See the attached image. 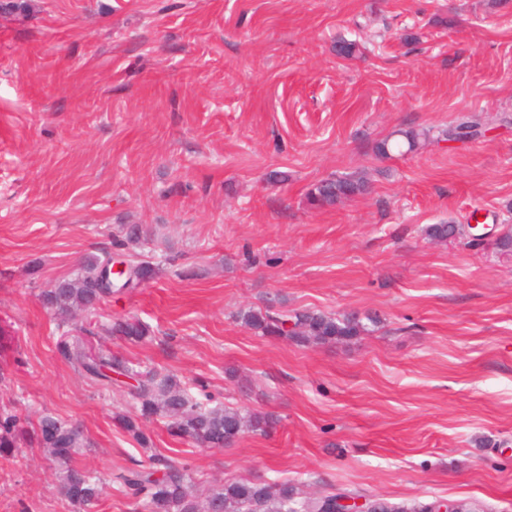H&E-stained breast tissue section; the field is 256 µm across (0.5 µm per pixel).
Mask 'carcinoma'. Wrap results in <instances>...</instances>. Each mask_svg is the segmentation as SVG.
I'll use <instances>...</instances> for the list:
<instances>
[{
    "instance_id": "cac0c4a2",
    "label": "carcinoma",
    "mask_w": 512,
    "mask_h": 512,
    "mask_svg": "<svg viewBox=\"0 0 512 512\" xmlns=\"http://www.w3.org/2000/svg\"><path fill=\"white\" fill-rule=\"evenodd\" d=\"M336 53L344 59H353L362 53V47L353 40L340 39ZM482 134L478 123L462 119L448 128L446 140L473 139ZM426 134L416 130H400L394 139L386 138L375 144L374 151L381 157L392 152L409 153L418 149ZM368 181L359 174L333 176L314 183L307 192V203L312 209L334 207L368 192ZM459 224H432L428 236L436 241L452 235L464 236ZM141 229L126 227L121 239H114L119 249L141 245ZM108 253L84 261L71 276L57 288L44 294L46 304L54 307L68 321L73 312H92L112 289L104 286L101 266ZM133 281L129 288L141 287L155 278L158 268L149 262H130ZM238 320L259 336L280 338L291 336L299 343H323L350 339L370 331L378 318L372 315L361 319L357 315H335L321 311H292L277 313L269 309H249L237 313ZM109 336H120L132 343L152 338L150 326L134 318L118 319L101 326ZM57 350L65 360L80 369L84 375L108 388L116 383L112 375L134 380L130 393L136 400L142 419L157 416L173 420L177 436L201 448H222L234 443L245 433L266 434L277 419L269 413H244L227 405H214L212 399L199 400L175 376L156 370H142L128 361L94 349L90 341L69 337L64 332L57 342ZM21 418L11 409L0 406V452L17 447L21 433ZM36 439L61 468L59 491L81 512H89L101 493V479L92 471L73 464L75 455L90 446L83 428L75 422L52 413L42 415L37 424ZM119 484L134 503V512H326L336 499V489L330 488L308 497L288 482L231 481L207 489L205 496L197 494L194 477L188 466L172 458L156 454L145 465L128 468L119 475ZM375 512H428L427 504L410 507L374 500Z\"/></svg>"
}]
</instances>
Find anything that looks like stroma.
I'll use <instances>...</instances> for the list:
<instances>
[{"mask_svg":"<svg viewBox=\"0 0 512 512\" xmlns=\"http://www.w3.org/2000/svg\"><path fill=\"white\" fill-rule=\"evenodd\" d=\"M363 58L336 55L337 37ZM475 117L480 137L450 142ZM417 152L376 156L398 129ZM288 179L268 182L272 171ZM365 175L368 194L309 208L311 184ZM472 224L467 244L428 225ZM157 276L69 321L41 293L123 226ZM512 0H25L0 11V405L79 422L93 512H133L114 474L162 453L199 489L235 480L333 485L414 504L512 512ZM249 308L374 314L322 344L264 337ZM135 317L152 340L112 353L205 381L278 419L200 448L117 426L104 389L56 349L63 328ZM36 444L0 456V512H75Z\"/></svg>","mask_w":512,"mask_h":512,"instance_id":"stroma-1","label":"stroma"}]
</instances>
